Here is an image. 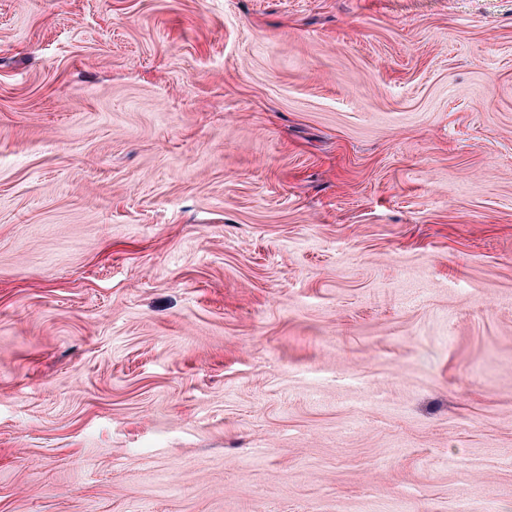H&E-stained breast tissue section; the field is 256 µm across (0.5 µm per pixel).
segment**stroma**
Listing matches in <instances>:
<instances>
[{
    "label": "stroma",
    "instance_id": "35a3bbf8",
    "mask_svg": "<svg viewBox=\"0 0 512 512\" xmlns=\"http://www.w3.org/2000/svg\"><path fill=\"white\" fill-rule=\"evenodd\" d=\"M0 512H512V0H0Z\"/></svg>",
    "mask_w": 512,
    "mask_h": 512
}]
</instances>
